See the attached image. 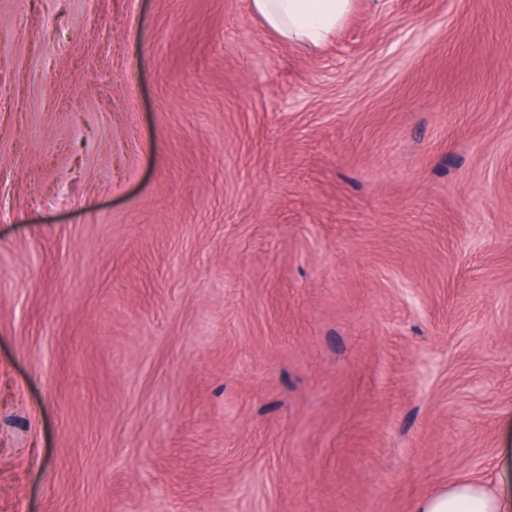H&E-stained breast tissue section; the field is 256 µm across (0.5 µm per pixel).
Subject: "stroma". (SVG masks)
<instances>
[{
  "label": "stroma",
  "instance_id": "1",
  "mask_svg": "<svg viewBox=\"0 0 512 512\" xmlns=\"http://www.w3.org/2000/svg\"><path fill=\"white\" fill-rule=\"evenodd\" d=\"M512 461V0H0V512H413ZM251 5L281 38L318 45L343 22L351 0H252Z\"/></svg>",
  "mask_w": 512,
  "mask_h": 512
}]
</instances>
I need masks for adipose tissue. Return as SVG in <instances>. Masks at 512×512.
I'll return each mask as SVG.
<instances>
[{"mask_svg": "<svg viewBox=\"0 0 512 512\" xmlns=\"http://www.w3.org/2000/svg\"><path fill=\"white\" fill-rule=\"evenodd\" d=\"M351 0H252V9L281 38L305 45L328 39L343 22ZM414 512H512V492L491 491L477 481L418 500Z\"/></svg>", "mask_w": 512, "mask_h": 512, "instance_id": "obj_1", "label": "adipose tissue"}]
</instances>
